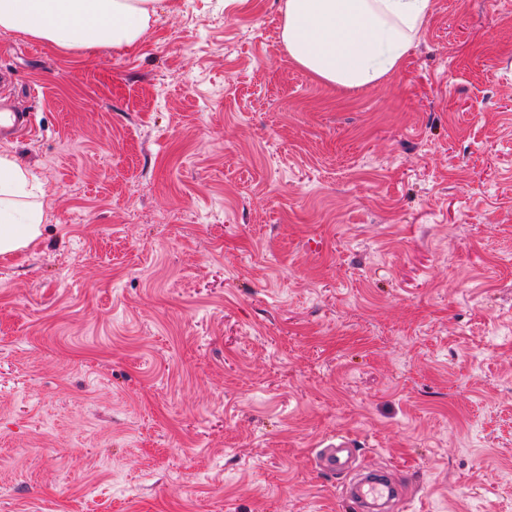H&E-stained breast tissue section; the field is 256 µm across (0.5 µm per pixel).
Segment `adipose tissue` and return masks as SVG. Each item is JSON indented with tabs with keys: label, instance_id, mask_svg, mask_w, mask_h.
I'll use <instances>...</instances> for the list:
<instances>
[{
	"label": "adipose tissue",
	"instance_id": "adipose-tissue-1",
	"mask_svg": "<svg viewBox=\"0 0 512 512\" xmlns=\"http://www.w3.org/2000/svg\"><path fill=\"white\" fill-rule=\"evenodd\" d=\"M158 0H0V30L62 48H134ZM433 0H286L283 41L293 61L344 88L377 84L407 59ZM37 177L0 153V254L27 247L45 213Z\"/></svg>",
	"mask_w": 512,
	"mask_h": 512
}]
</instances>
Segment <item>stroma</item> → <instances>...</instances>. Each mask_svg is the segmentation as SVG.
I'll list each match as a JSON object with an SVG mask.
<instances>
[{
	"instance_id": "35a3bbf8",
	"label": "stroma",
	"mask_w": 512,
	"mask_h": 512,
	"mask_svg": "<svg viewBox=\"0 0 512 512\" xmlns=\"http://www.w3.org/2000/svg\"><path fill=\"white\" fill-rule=\"evenodd\" d=\"M285 0H161L131 49L0 32L42 234L0 254V512H512V0L401 69L296 65ZM353 440L347 436H336V444L321 448L316 454V468L327 474L335 475L343 471L349 459L356 453ZM394 491L395 488L391 482L383 476L374 473L359 490L355 504H357L358 507H361L368 503L389 499L393 496Z\"/></svg>"
}]
</instances>
